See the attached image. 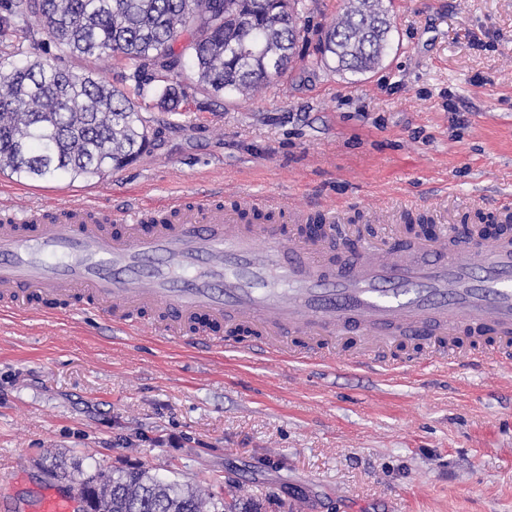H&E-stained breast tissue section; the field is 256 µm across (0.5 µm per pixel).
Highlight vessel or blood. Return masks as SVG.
Instances as JSON below:
<instances>
[{"mask_svg": "<svg viewBox=\"0 0 512 512\" xmlns=\"http://www.w3.org/2000/svg\"><path fill=\"white\" fill-rule=\"evenodd\" d=\"M308 210L285 196L240 191L111 212L95 204L52 205L0 213V310L43 315L104 311L112 332L140 328L153 314L167 338L194 336L203 350L236 347L213 324L252 328L249 350L266 361L356 366L381 374L378 353L389 330L445 336L468 332L512 342V241L476 251L449 249L453 226L415 252L396 241L362 243L342 264L302 236ZM319 340L310 354L289 353L288 339ZM41 512H75L59 491Z\"/></svg>", "mask_w": 512, "mask_h": 512, "instance_id": "vessel-or-blood-1", "label": "vessel or blood"}]
</instances>
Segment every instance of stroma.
Segmentation results:
<instances>
[{"instance_id":"35a3bbf8","label":"stroma","mask_w":512,"mask_h":512,"mask_svg":"<svg viewBox=\"0 0 512 512\" xmlns=\"http://www.w3.org/2000/svg\"><path fill=\"white\" fill-rule=\"evenodd\" d=\"M303 54L344 0H305ZM384 65L359 80L294 68L255 99L185 85L141 101L137 162L89 180L16 181L0 208L245 189L313 210L350 204L360 236L399 237L383 208L452 207L495 224L512 206V0H393ZM151 468L226 512H512V363L404 358L397 372L253 361L247 343L113 335L103 313L0 314V497L37 512L56 474Z\"/></svg>"}]
</instances>
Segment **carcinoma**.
<instances>
[{
  "label": "carcinoma",
  "mask_w": 512,
  "mask_h": 512,
  "mask_svg": "<svg viewBox=\"0 0 512 512\" xmlns=\"http://www.w3.org/2000/svg\"><path fill=\"white\" fill-rule=\"evenodd\" d=\"M0 13V172L19 179L101 176L149 145L139 106L92 69L25 56L13 47L54 44L87 59L115 57L139 97L176 111L183 83L214 99L255 97L292 68L302 0H3ZM394 29L385 0H348L320 33L304 68L363 75L387 56ZM71 481L90 512H218L195 489L144 467L97 469Z\"/></svg>",
  "instance_id": "1"
}]
</instances>
